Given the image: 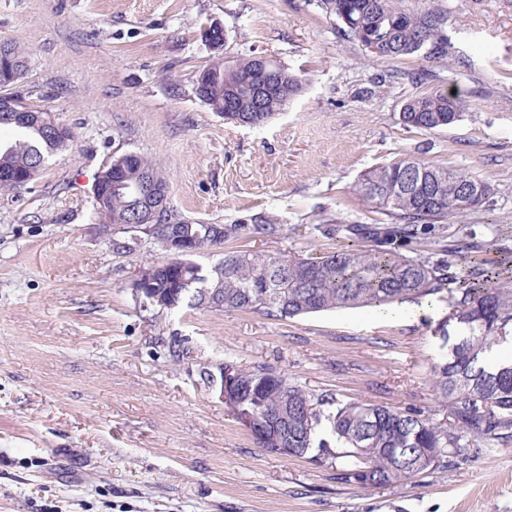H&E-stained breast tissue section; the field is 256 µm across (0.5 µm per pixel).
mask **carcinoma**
<instances>
[{"instance_id":"carcinoma-1","label":"carcinoma","mask_w":512,"mask_h":512,"mask_svg":"<svg viewBox=\"0 0 512 512\" xmlns=\"http://www.w3.org/2000/svg\"><path fill=\"white\" fill-rule=\"evenodd\" d=\"M338 29L366 54L398 59L448 56V10L417 8L410 0H319ZM255 68V58L234 66L217 60L205 67L206 103L245 125L267 122L302 89V80L279 61H271L277 87L258 99L242 85ZM458 94L430 89L410 98L400 113L407 128L433 131L448 126V113L461 114ZM21 139L0 153V167H25L40 154L49 160L67 142L45 140L38 125L20 127ZM137 168L163 184L167 177L157 161L136 155ZM480 181L469 170L414 159H400L360 176L357 194L369 207L394 219L382 227L352 224L346 228L354 243L327 253L266 256L227 251L204 268L191 256L150 262L139 268L146 296L175 292L178 307L258 311L269 317L291 318L343 307H380L393 302H419L448 291L446 322L455 323V338L443 337L448 352L433 367V387L448 399L451 427L439 426L416 411L372 404H341L331 393L316 394L272 367L246 369L239 376L236 398L228 406L234 418L257 427L262 448H287L291 457H306L315 466L336 471V479L364 487L409 479L461 455L462 441L512 430V360L491 362L493 348L512 340V289L497 286L482 263L468 259L460 244L452 256L464 260V279L451 272L453 262L436 264L403 254L419 231L430 224L470 212L455 188ZM96 209L112 229L141 236L165 248L162 230L172 224L187 237L195 253L218 248L252 234L278 237L284 225L198 224L182 220L164 200L154 230L142 233L133 221L135 197L116 194L101 185Z\"/></svg>"}]
</instances>
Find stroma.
I'll use <instances>...</instances> for the list:
<instances>
[{
	"mask_svg": "<svg viewBox=\"0 0 512 512\" xmlns=\"http://www.w3.org/2000/svg\"><path fill=\"white\" fill-rule=\"evenodd\" d=\"M442 2L447 58L387 60L317 0H0V42L28 56L14 92L72 135L34 181L0 191V512H512L511 437L405 481L345 484L259 447L205 377L269 365L342 402L448 423L431 380L446 296L287 319L147 310L132 280L164 251L114 248L93 206L96 173L136 152L160 162L184 220L288 227L231 249L322 253L344 238L313 225L388 223L355 192L366 170L465 168L492 185L489 201L406 254L435 262L463 239L512 288V0H420ZM214 24L225 63L264 55L301 78L268 123H227L195 95ZM424 70L460 93L452 126L401 123Z\"/></svg>",
	"mask_w": 512,
	"mask_h": 512,
	"instance_id": "obj_1",
	"label": "stroma"
}]
</instances>
